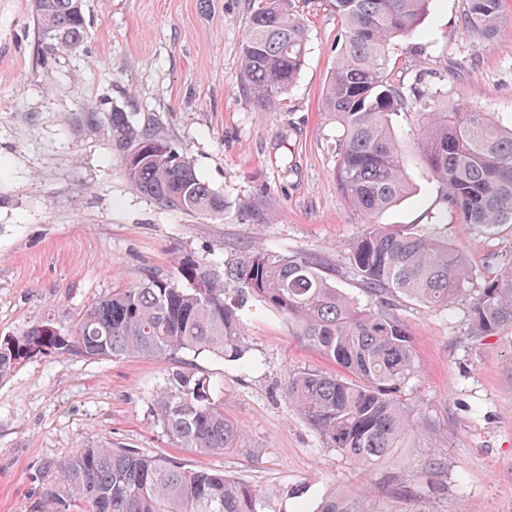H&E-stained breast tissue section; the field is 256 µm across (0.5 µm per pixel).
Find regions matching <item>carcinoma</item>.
Instances as JSON below:
<instances>
[{"mask_svg": "<svg viewBox=\"0 0 512 512\" xmlns=\"http://www.w3.org/2000/svg\"><path fill=\"white\" fill-rule=\"evenodd\" d=\"M429 3L332 0L340 37L324 106L343 129L339 184L366 218L351 265L375 307L342 294L313 260L281 257L259 245L225 266L222 280L179 257L175 280L148 274L136 286L112 290L65 328L47 318L0 339V381L36 355L175 361L212 352L237 361L244 355L239 310L250 299L285 316L297 335L345 371L304 368L290 373L285 386L288 402L330 447L363 466L407 447L419 418L398 396L416 373L410 333L394 313L399 300L430 308L461 304L475 336L512 327V265L475 288L464 255L448 242L377 224L380 213L412 191L404 137L456 220L484 228L512 224V126L472 106L448 112L421 91L408 97L388 78L392 41L416 32ZM31 6L46 51L70 52L89 37L84 0H31ZM501 18V0H467L463 25L488 39ZM241 56L245 92L261 106L276 107L305 63L298 0H253ZM414 105L417 123L397 128L396 117ZM110 127L125 175L142 193L166 207L224 213V198L154 130L133 124L124 112L112 113ZM207 280L212 287H198ZM154 410L181 448L222 454L237 446L238 428L224 415L216 387L191 368L167 373ZM41 480L35 512H271V502L242 480L131 448L88 445L44 464ZM363 503L332 492L315 512H366Z\"/></svg>", "mask_w": 512, "mask_h": 512, "instance_id": "cac0c4a2", "label": "carcinoma"}]
</instances>
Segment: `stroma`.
<instances>
[{
	"label": "stroma",
	"mask_w": 512,
	"mask_h": 512,
	"mask_svg": "<svg viewBox=\"0 0 512 512\" xmlns=\"http://www.w3.org/2000/svg\"><path fill=\"white\" fill-rule=\"evenodd\" d=\"M85 4L89 39L50 54L31 0H0V338L47 317L69 325L112 289L149 273L174 276L178 256L223 274L257 244L315 259L336 288L369 304L350 261L365 218L339 185L341 127L323 106L340 30L330 0H306L305 64L274 111L241 86L249 0ZM502 4L484 40L462 23L467 0H431L416 33L391 49L390 80L437 94L442 109L468 103L512 123V0ZM114 111L186 156L223 196V215L167 208L138 192L112 145ZM405 157L414 189L379 224L448 240L478 284L512 263V224L448 219L417 154ZM396 313L417 367L400 398L424 427L384 461L361 468L289 404L291 372L335 366L281 313L252 302L241 312L242 359L183 357L223 397L241 433L236 448L203 455L166 434L152 404L168 362L37 356L0 382V512H31L42 464L93 443L226 473L271 497L275 512H313L333 490L367 492L369 512H512V328L474 336L460 305L404 301ZM404 485L410 494H400Z\"/></svg>",
	"instance_id": "1"
}]
</instances>
